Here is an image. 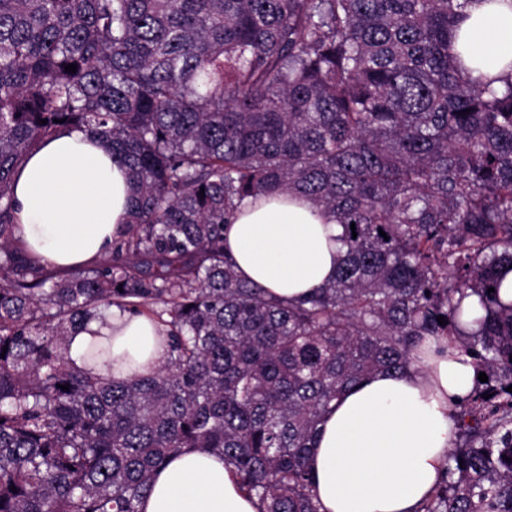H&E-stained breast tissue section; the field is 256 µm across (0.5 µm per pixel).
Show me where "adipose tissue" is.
Here are the masks:
<instances>
[{"label":"adipose tissue","mask_w":512,"mask_h":512,"mask_svg":"<svg viewBox=\"0 0 512 512\" xmlns=\"http://www.w3.org/2000/svg\"><path fill=\"white\" fill-rule=\"evenodd\" d=\"M455 50L470 80L512 72V0H470ZM131 188L99 139L62 130L33 150L14 176L16 245L49 267L75 271L109 254L125 228ZM341 228L309 199L278 193L244 199L224 228V252L241 279L294 301L336 273ZM160 328L145 315L112 311L68 339L86 366L90 345L111 342L114 380L156 368ZM470 355L424 340L408 370L377 373L332 402L309 455L320 512H416L440 482L457 437L454 407L473 390ZM140 512H258L232 465L207 448H187L153 477Z\"/></svg>","instance_id":"1"}]
</instances>
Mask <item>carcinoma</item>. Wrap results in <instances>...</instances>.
<instances>
[{"mask_svg":"<svg viewBox=\"0 0 512 512\" xmlns=\"http://www.w3.org/2000/svg\"><path fill=\"white\" fill-rule=\"evenodd\" d=\"M467 4L0 0V512H139L184 448L223 454L259 512H319L323 415L426 338L488 381L416 512H512V77L465 78ZM63 129L98 135L134 198L109 258L57 278L15 244L12 182ZM274 192L342 227L336 276L298 302L224 254L238 203ZM156 304V370L71 363L86 322Z\"/></svg>","mask_w":512,"mask_h":512,"instance_id":"1","label":"carcinoma"}]
</instances>
